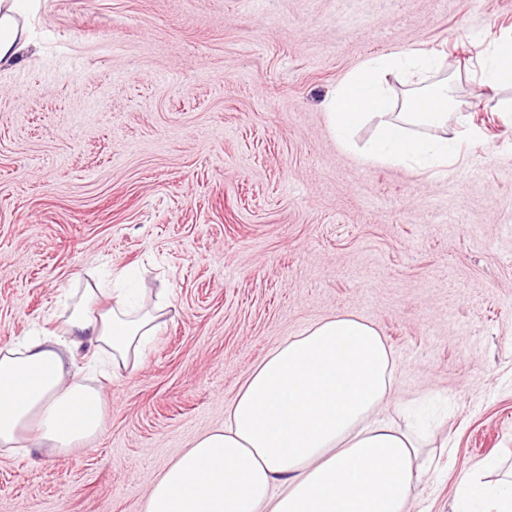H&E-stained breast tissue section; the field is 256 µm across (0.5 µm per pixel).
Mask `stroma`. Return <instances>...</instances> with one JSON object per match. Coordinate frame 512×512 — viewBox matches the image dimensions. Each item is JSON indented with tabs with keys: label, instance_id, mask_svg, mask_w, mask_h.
<instances>
[{
	"label": "stroma",
	"instance_id": "1",
	"mask_svg": "<svg viewBox=\"0 0 512 512\" xmlns=\"http://www.w3.org/2000/svg\"><path fill=\"white\" fill-rule=\"evenodd\" d=\"M0 67V346L115 268L173 310L134 368L97 379L104 427L63 455L0 450V512H143L153 481L263 357L314 323L385 336L433 458L410 512L512 458V0H28ZM444 59L473 131L443 174L366 166L324 102L362 60ZM486 83L490 86L512 84V48H503L498 58L485 73Z\"/></svg>",
	"mask_w": 512,
	"mask_h": 512
}]
</instances>
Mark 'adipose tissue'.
<instances>
[{
    "label": "adipose tissue",
    "instance_id": "ef3b65f1",
    "mask_svg": "<svg viewBox=\"0 0 512 512\" xmlns=\"http://www.w3.org/2000/svg\"><path fill=\"white\" fill-rule=\"evenodd\" d=\"M18 3L0 0V66L27 48ZM436 68L424 50L366 59L327 98L330 131L346 145L373 120L364 163L447 167L455 143L416 133L447 128V85H431L402 112L387 87L394 72ZM124 279L116 271L110 288L86 289L63 334L34 333L0 347L1 448L29 442L66 454L102 432L101 392L79 380L77 358L106 351L114 370L135 365L166 324L165 306L135 302ZM394 373L391 349L373 325L353 315L313 324L256 366L223 426L194 438L156 478L144 512H409L421 444L380 415L397 394ZM451 512H512V472L490 492L465 474Z\"/></svg>",
    "mask_w": 512,
    "mask_h": 512
}]
</instances>
